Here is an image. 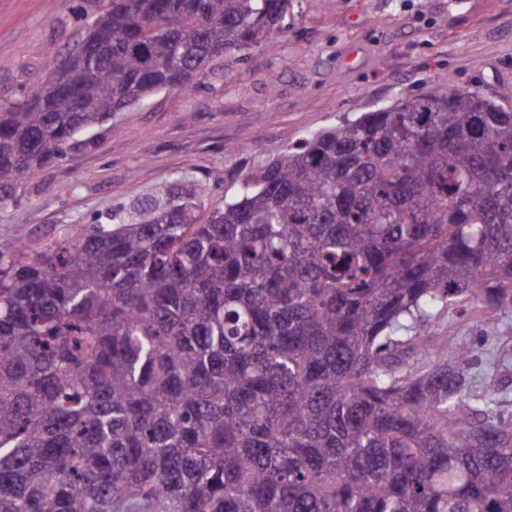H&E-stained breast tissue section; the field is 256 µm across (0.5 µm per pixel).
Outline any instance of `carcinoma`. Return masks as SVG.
<instances>
[{
    "label": "carcinoma",
    "mask_w": 512,
    "mask_h": 512,
    "mask_svg": "<svg viewBox=\"0 0 512 512\" xmlns=\"http://www.w3.org/2000/svg\"><path fill=\"white\" fill-rule=\"evenodd\" d=\"M292 0H112L0 96V187ZM512 311V107L428 90L296 142L197 220L0 248V512H512V421L439 328Z\"/></svg>",
    "instance_id": "carcinoma-1"
}]
</instances>
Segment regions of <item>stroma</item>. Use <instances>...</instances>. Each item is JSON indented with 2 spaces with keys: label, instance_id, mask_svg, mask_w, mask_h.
<instances>
[{
  "label": "stroma",
  "instance_id": "stroma-1",
  "mask_svg": "<svg viewBox=\"0 0 512 512\" xmlns=\"http://www.w3.org/2000/svg\"><path fill=\"white\" fill-rule=\"evenodd\" d=\"M102 5L0 0V92L33 89ZM507 79L512 0H293L275 49L216 59L191 91L154 93L0 188V244L109 229L159 200L204 218L308 132L432 88Z\"/></svg>",
  "mask_w": 512,
  "mask_h": 512
}]
</instances>
